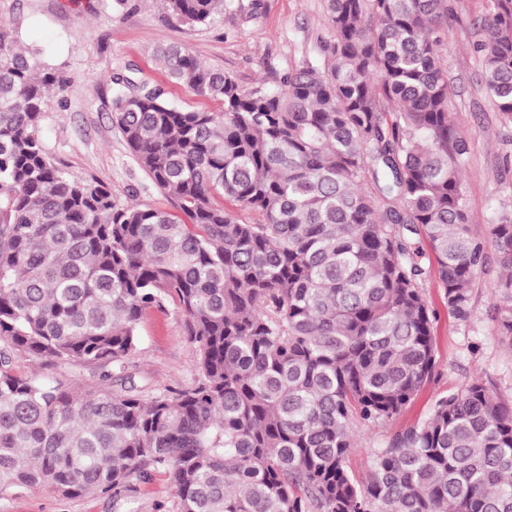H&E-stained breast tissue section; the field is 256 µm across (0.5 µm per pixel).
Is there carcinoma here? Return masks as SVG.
<instances>
[{
  "label": "carcinoma",
  "instance_id": "cac0c4a2",
  "mask_svg": "<svg viewBox=\"0 0 512 512\" xmlns=\"http://www.w3.org/2000/svg\"><path fill=\"white\" fill-rule=\"evenodd\" d=\"M327 2L330 40L272 89L160 51L168 81L220 112L113 79V122L174 213L49 161L36 127L64 79L0 26V496L118 501L164 473L179 512H512V408L478 381L370 449L365 476L348 468L356 432L396 420L434 376L425 281L468 323L485 240L439 51L453 0ZM489 2L473 49L512 122V0ZM162 3L187 23L224 11ZM489 224L512 346V209ZM170 303L194 379L145 397L141 323ZM20 353L90 369L95 390L24 373Z\"/></svg>",
  "mask_w": 512,
  "mask_h": 512
}]
</instances>
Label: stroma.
Listing matches in <instances>:
<instances>
[{
  "label": "stroma",
  "mask_w": 512,
  "mask_h": 512,
  "mask_svg": "<svg viewBox=\"0 0 512 512\" xmlns=\"http://www.w3.org/2000/svg\"><path fill=\"white\" fill-rule=\"evenodd\" d=\"M457 18L448 25L441 49L448 72V106L470 140L463 173L467 209L474 230L489 233L495 204L512 187V122L497 111L483 89L482 65L472 51L483 36L486 0H454ZM326 0H224L223 13L209 23L169 17L161 0H0V24L18 47L65 80L62 102L45 112L36 129L49 158L78 178L115 191L125 205L171 210L172 204L139 167L112 122V79L128 76L163 85L180 109L220 111L219 102L195 97L168 83L157 47L179 44L206 64L223 69L246 89L274 85L283 73L317 54L330 38ZM506 278L494 246L472 288L473 315L462 324L443 304L437 280L426 296L437 311L436 374L397 419L400 427L422 419L432 403L472 380L512 406V347L501 334L493 308ZM142 345L132 372L145 394L192 383L195 349L174 307L149 312L140 328ZM0 512H177L165 475L132 482L127 504L111 497L62 498L46 490H20L0 499Z\"/></svg>",
  "instance_id": "obj_1"
}]
</instances>
